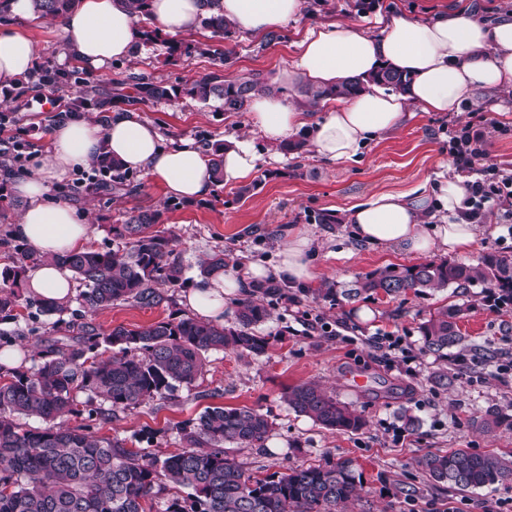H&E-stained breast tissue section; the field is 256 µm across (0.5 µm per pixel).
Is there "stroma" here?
<instances>
[{"mask_svg":"<svg viewBox=\"0 0 512 512\" xmlns=\"http://www.w3.org/2000/svg\"><path fill=\"white\" fill-rule=\"evenodd\" d=\"M458 0H383L381 8L356 14L349 0H330L327 11L303 13L295 22L280 28V38L236 34L229 47V72L239 78L259 77L275 85L277 74L294 58L293 43L305 29L350 20L364 32L378 34L392 10L427 20L436 8L456 6ZM20 30L41 48V61L52 62L65 71H78L81 80L110 85L121 72H134L183 85L217 71L218 64L200 54L171 59L170 48L177 39L164 35L144 44L131 59L103 70H91L63 56V34L55 20L31 14L8 15L0 30ZM42 92L23 99L0 90V111L15 116L20 125H54L50 105ZM142 117L155 124L165 141L190 139L199 145L223 140L228 135L248 134L246 113L224 111L220 100L201 103L183 95L173 100L151 102L138 108ZM495 121L489 129L488 164L512 173V89L477 91L472 103L460 112H422L409 109L401 125L380 135L362 148L357 160L326 162L314 150L288 152L263 140L255 145L261 155L249 182L254 189L241 195L239 185L218 187L219 199L185 201L165 196L139 172L130 178L139 183L137 194L118 190L84 191L74 184V173L47 182L49 199L69 201L87 218L88 245L93 249L118 248L108 232L109 225L122 223L134 207L157 210L162 226L179 239L177 247L188 281L197 277L203 256L224 251L230 269L253 262L275 265L278 249L288 227L305 230L321 242L313 261L320 278L336 279L348 287L361 276L391 265L423 263L420 255L382 250L357 241L349 225V209L380 191H407L433 184L438 175L456 171L448 155L447 127L453 121ZM332 214L336 223L320 224L316 218ZM168 299L157 307H140L118 302L98 312L94 323L102 330L115 326L134 329L153 322L184 316L179 303L181 289H167ZM471 306L459 327L468 338L465 354L449 350L447 368L455 374L453 388L433 383L440 367L433 355L424 353L419 326L429 313L460 303ZM269 319L256 329L268 342L264 353L240 355L232 350L212 351L206 356L203 375L192 385H178L169 399L149 401L117 412L97 434L121 440L125 447L162 457L181 446L179 425L196 419L207 407H247L264 414L272 424L269 447L242 448L226 445L229 458L250 474L262 477L298 466L352 459L360 498L352 512H482L492 500L497 512H512V481L494 488L457 491L437 484L416 465L429 451L466 448L478 453L512 455V432L484 433L471 419L487 408H512V384L503 382L499 369L512 362V304L493 306L479 288L459 291L447 288L423 295H378L333 305L314 293H298L296 300L264 297ZM14 323L4 325L10 346L30 349L31 365L51 340L64 338L65 330L23 307ZM398 337L413 355L414 373L392 364L382 351L370 345L371 337ZM315 382L339 400L361 412L366 427L355 434L336 433L292 411L284 393L290 386ZM418 419L408 428L407 416Z\"/></svg>","mask_w":512,"mask_h":512,"instance_id":"35a3bbf8","label":"stroma"}]
</instances>
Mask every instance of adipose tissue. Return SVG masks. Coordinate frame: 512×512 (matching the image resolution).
I'll list each match as a JSON object with an SVG mask.
<instances>
[{
  "mask_svg": "<svg viewBox=\"0 0 512 512\" xmlns=\"http://www.w3.org/2000/svg\"><path fill=\"white\" fill-rule=\"evenodd\" d=\"M304 2L150 0L149 12L161 32L170 35L195 32L202 16L215 13L224 15L240 33L262 37L297 21ZM59 25L65 37L64 55L93 69L129 58L136 40L135 18L125 0H79ZM295 48L296 60L280 75L279 90L256 92L249 99L251 129L275 145L301 128H310L316 155L328 162L355 159L369 141L396 129L409 108L455 112L476 90L512 89V17L485 25L477 20L470 0L425 21L406 13L395 15L376 36L352 22L310 28ZM39 56L38 45L26 34L0 31V85L13 83ZM386 66L411 75L405 93L375 88L355 97L337 96L314 123L299 102L281 92L285 86L326 87ZM104 154L124 168L142 172L176 199H202L213 189L208 158L199 145L190 140L165 144L158 128L136 113L113 112L102 124L82 116L60 122L41 169L14 181L25 206L11 234L47 257L46 263L27 274L32 298L64 304L74 297L72 275L55 258L82 250L89 238L87 222L77 217L68 201L46 200V180ZM259 159L253 139L225 137V183L250 178ZM467 197L465 181L456 175L429 188L380 192L353 207V235L368 245L404 254H462L476 241L474 225L459 217L468 207ZM319 248L306 231L289 229L275 266L252 263L240 275L220 270L197 278L181 303L198 318L223 322L231 300L255 281L274 275L296 284L313 282L317 273L312 256Z\"/></svg>",
  "mask_w": 512,
  "mask_h": 512,
  "instance_id": "adipose-tissue-1",
  "label": "adipose tissue"
}]
</instances>
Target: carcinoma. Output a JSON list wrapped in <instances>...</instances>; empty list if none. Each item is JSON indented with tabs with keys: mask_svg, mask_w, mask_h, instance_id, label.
Segmentation results:
<instances>
[{
	"mask_svg": "<svg viewBox=\"0 0 512 512\" xmlns=\"http://www.w3.org/2000/svg\"><path fill=\"white\" fill-rule=\"evenodd\" d=\"M77 0H33V8L45 17L58 19ZM211 31L212 43L183 42L176 50L185 55L203 52L224 65L231 50L223 45L236 30L219 15L202 19ZM407 75L386 67L366 77H351L334 87L305 90L307 104L315 106L329 96H356L372 85L404 91ZM129 85L134 94L129 105L172 99L183 92L206 103L222 100L226 112H242L252 93L270 86L257 79L235 78L211 72L179 89L129 73L112 81V90ZM98 98L99 107L109 95L93 85L73 100L77 109ZM224 144L210 148L209 172L214 185H224ZM98 162L115 171L113 187L132 195L138 192L122 174L120 162L104 155ZM161 214L134 207L122 224L109 232L124 241L125 248L86 249L57 258L83 287L81 297L89 312L109 309L116 302L155 307L166 300L160 286H181L185 268L176 253L175 237L155 229ZM14 265L0 270V323L14 322L25 300V274L48 257L19 243ZM227 266L224 252L208 255L197 263L205 276ZM452 286L463 290L479 286L487 298L512 304V257L488 253L475 264L429 261L413 266H390L362 276L352 288L326 281L317 289L322 299L337 304L363 294L388 296L412 291L425 294ZM283 295L274 283H259L237 301L236 325L206 322L192 317L162 320L137 329L117 326L108 333L85 321L67 343L54 341L41 352V362L31 373L12 374L0 382V512H145L143 503L168 487L188 490L175 497L167 512H344L358 497L354 464L349 459L296 467L262 478L248 474L224 453V444L261 447L271 431L267 418L253 409L209 406L194 422L179 429L182 448L164 458L150 457L124 447L123 443L95 434L81 423L66 426L59 419L87 415L104 424L118 411L135 409L145 401H164L178 384H193L203 373L205 355L233 350L241 355L263 353L267 340L253 329L269 317L262 303L266 296ZM468 308L453 304L439 309L419 326L422 349L448 359V349L465 347L459 328ZM100 397L107 406L84 412L77 408L75 392ZM288 407L312 419L322 428L356 433L366 425L364 417L312 382L288 387ZM21 417L46 423L25 429ZM483 432L512 431V414L489 408L473 420ZM417 465L432 480L460 490L493 486L512 479V455L476 453L467 448L428 452Z\"/></svg>",
	"mask_w": 512,
	"mask_h": 512,
	"instance_id": "cac0c4a2",
	"label": "carcinoma"
}]
</instances>
